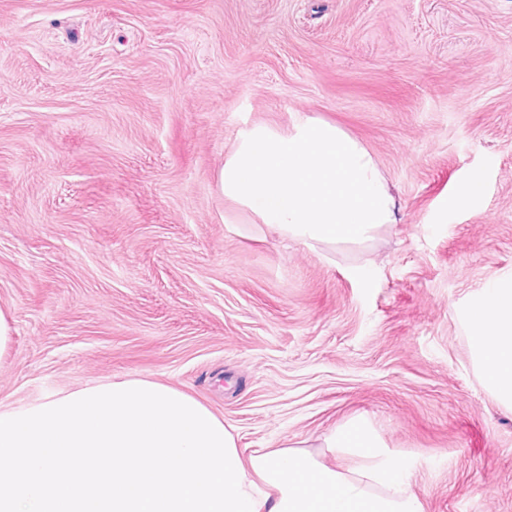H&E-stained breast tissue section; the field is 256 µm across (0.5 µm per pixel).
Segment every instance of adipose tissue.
I'll list each match as a JSON object with an SVG mask.
<instances>
[{"instance_id": "obj_1", "label": "adipose tissue", "mask_w": 512, "mask_h": 512, "mask_svg": "<svg viewBox=\"0 0 512 512\" xmlns=\"http://www.w3.org/2000/svg\"><path fill=\"white\" fill-rule=\"evenodd\" d=\"M219 188L247 223L311 248L398 221L372 153L311 116L241 128ZM463 315L487 389L512 408V272ZM411 480L362 416L314 448L249 451L206 405L143 378L0 406V512H423Z\"/></svg>"}]
</instances>
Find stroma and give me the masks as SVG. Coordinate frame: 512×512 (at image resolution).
<instances>
[{
	"label": "stroma",
	"mask_w": 512,
	"mask_h": 512,
	"mask_svg": "<svg viewBox=\"0 0 512 512\" xmlns=\"http://www.w3.org/2000/svg\"><path fill=\"white\" fill-rule=\"evenodd\" d=\"M298 113L362 141L399 224L239 223L238 131ZM511 271L512 0H0V403L142 377L242 448L362 415L424 512H512V410L458 314ZM484 185L480 177L472 176L464 181L458 188L453 203L458 207L470 206L482 197Z\"/></svg>",
	"instance_id": "35a3bbf8"
}]
</instances>
